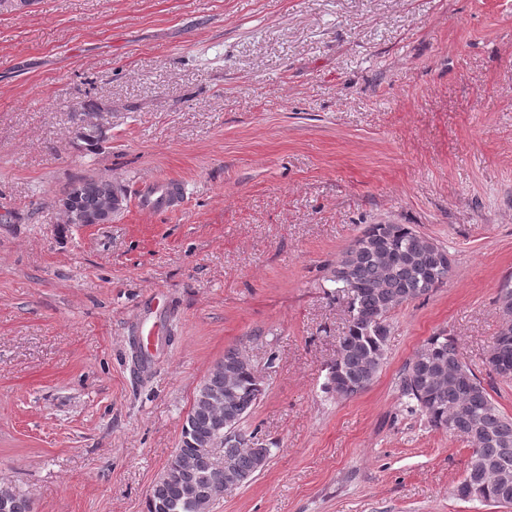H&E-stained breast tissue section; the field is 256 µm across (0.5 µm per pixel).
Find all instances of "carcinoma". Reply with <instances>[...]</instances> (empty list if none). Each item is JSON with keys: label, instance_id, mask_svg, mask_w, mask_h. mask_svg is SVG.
<instances>
[{"label": "carcinoma", "instance_id": "cac0c4a2", "mask_svg": "<svg viewBox=\"0 0 512 512\" xmlns=\"http://www.w3.org/2000/svg\"><path fill=\"white\" fill-rule=\"evenodd\" d=\"M77 205L87 216L95 215L105 190L112 180L103 177L77 179ZM367 240L359 247H348L336 260L330 282L334 296L347 300L350 321L344 337L347 347L341 365L333 368L348 382L345 397L364 392L385 361V345L390 333L386 307L399 306L444 284L451 266L438 263L449 259L448 252L435 241L419 234L408 224H371ZM488 365H512V342L494 337ZM236 372L234 404H213L195 395L192 410L183 425L176 452L186 462L177 473L162 477L147 498V512H194L187 506L185 489L205 486L214 470L215 455L206 448L218 422L225 413L242 423L259 402L263 388L240 352L228 349L221 366L210 370L203 381L210 397L224 395V369ZM401 396L426 416L432 427L466 440L472 453L461 480L452 488L459 500H466L468 483L481 502L498 504L507 496L512 505V485L506 487L500 474L512 475V417L505 415L491 398L475 372L462 360L454 340L431 336L418 353L406 363L401 380ZM254 431L239 430L225 440L219 454L232 466L233 484L250 480L266 465L262 449L252 447ZM10 512H32L30 499L7 486Z\"/></svg>", "mask_w": 512, "mask_h": 512}]
</instances>
